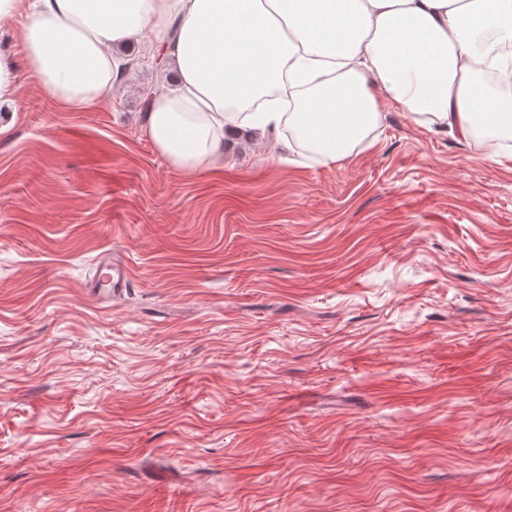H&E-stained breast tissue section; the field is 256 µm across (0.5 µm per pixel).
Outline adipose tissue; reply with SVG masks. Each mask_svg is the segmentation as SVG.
<instances>
[{"label":"adipose tissue","instance_id":"1","mask_svg":"<svg viewBox=\"0 0 512 512\" xmlns=\"http://www.w3.org/2000/svg\"><path fill=\"white\" fill-rule=\"evenodd\" d=\"M22 14L27 71L72 111L105 102L121 49L158 34L176 82L149 100L145 130L191 175L228 131L285 128L342 160L392 106L463 139L512 131V99L478 83L481 63L512 60V0H0V26Z\"/></svg>","mask_w":512,"mask_h":512}]
</instances>
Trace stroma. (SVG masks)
<instances>
[{"label":"stroma","instance_id":"obj_1","mask_svg":"<svg viewBox=\"0 0 512 512\" xmlns=\"http://www.w3.org/2000/svg\"><path fill=\"white\" fill-rule=\"evenodd\" d=\"M152 40L102 105H0V512H512V145L391 108L188 176ZM130 281L126 266L114 252L104 251L98 261L97 273L89 282L90 293L104 301L119 296Z\"/></svg>","mask_w":512,"mask_h":512}]
</instances>
